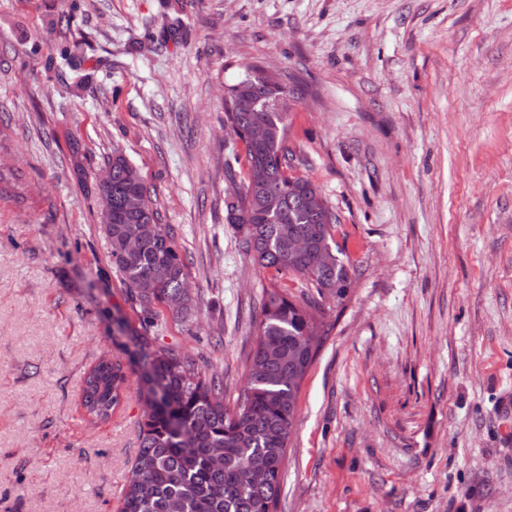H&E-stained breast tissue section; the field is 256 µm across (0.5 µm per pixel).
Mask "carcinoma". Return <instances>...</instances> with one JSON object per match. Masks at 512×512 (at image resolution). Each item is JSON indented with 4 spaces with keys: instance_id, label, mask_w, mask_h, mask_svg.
Listing matches in <instances>:
<instances>
[{
    "instance_id": "carcinoma-1",
    "label": "carcinoma",
    "mask_w": 512,
    "mask_h": 512,
    "mask_svg": "<svg viewBox=\"0 0 512 512\" xmlns=\"http://www.w3.org/2000/svg\"><path fill=\"white\" fill-rule=\"evenodd\" d=\"M235 87L236 97L224 102V126L244 144L247 171L241 194L225 200L226 218L242 227L246 254L274 275L262 292L257 341L233 405L224 404V375L156 344L160 307L179 305L181 320L194 311L182 288L188 256L159 223L148 187L122 151L103 157L112 165V215L99 212L100 227L112 268L141 313L138 328L123 316L112 324L134 347L130 364L145 404L164 407L139 425L120 512H277L301 385L319 352L308 337L330 336L334 324L323 302L342 305L352 281L353 267L336 242L335 208L309 179L293 174L288 101L298 93L257 65L246 66ZM255 122L266 127L262 141L244 137ZM131 195L140 197L141 209L127 208ZM298 236L309 247L293 253L289 241ZM285 278L315 295L292 298ZM126 378L124 365L111 359L86 373L82 405L91 419L111 417Z\"/></svg>"
}]
</instances>
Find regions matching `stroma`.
I'll use <instances>...</instances> for the list:
<instances>
[{"label":"stroma","instance_id":"stroma-1","mask_svg":"<svg viewBox=\"0 0 512 512\" xmlns=\"http://www.w3.org/2000/svg\"><path fill=\"white\" fill-rule=\"evenodd\" d=\"M249 64L298 88L295 172L354 268L278 512H512V0H0V512H118L135 459L138 374L109 420L81 405L139 315L90 191L112 149L190 257L197 314L160 345L242 388L268 281L226 221L224 90Z\"/></svg>","mask_w":512,"mask_h":512}]
</instances>
